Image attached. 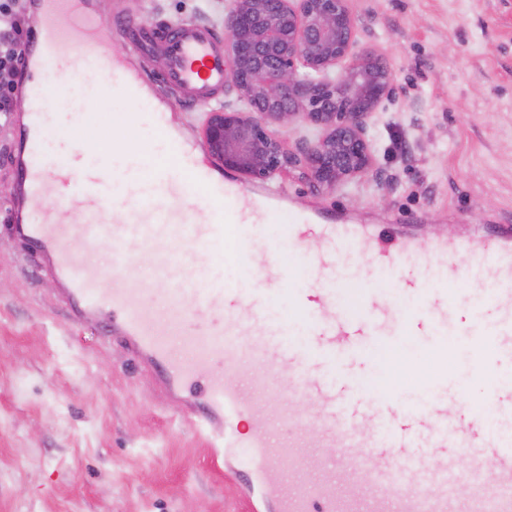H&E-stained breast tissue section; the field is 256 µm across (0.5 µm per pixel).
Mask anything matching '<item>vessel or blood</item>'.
I'll list each match as a JSON object with an SVG mask.
<instances>
[{
	"mask_svg": "<svg viewBox=\"0 0 512 512\" xmlns=\"http://www.w3.org/2000/svg\"><path fill=\"white\" fill-rule=\"evenodd\" d=\"M37 6L43 17V45L27 49L26 71L38 70L46 56L67 46L71 32H80L86 81L151 112L155 128L164 130L163 112L143 83L122 60L100 48L97 34L106 20L89 11L87 0H38ZM130 38L140 46L162 42L166 80L174 89L199 100L212 99L223 89L227 63L209 28L185 21L155 32L134 28ZM28 96L33 132L20 162L28 205L43 209L41 184L48 173H58L61 199L82 200L87 220L65 223L58 210L48 223L16 225V234L42 248L54 274L66 284L61 297L74 317L101 319L112 340L150 371L158 386L189 400V413L214 459H233L263 512H512V496L490 492L485 485L462 505L448 496V470L463 456L472 466L491 468L497 486L512 484V434L498 430L485 414L489 407L512 410L511 390L490 385L482 407L458 398L452 415L444 399L407 409L394 393L374 397L344 377L330 375L343 348L361 351L377 344L376 326L391 324L397 332L413 335L423 322L469 323L471 314L456 303L451 281L428 286L410 272L417 263L446 264L463 252L474 253L496 283L489 308L506 314L500 341L512 346L511 224L500 225L490 239L431 241L417 258L409 243L390 248L375 275L391 283L394 297L367 293L352 311L336 315L335 287L341 282L337 253L346 247L370 251L363 226L331 224L320 214L296 212L287 242L264 240L268 220L279 212L274 198L264 196L249 211L237 209L233 198L238 182L215 180L181 140L172 141L166 162L141 161L132 179L115 175L103 164L79 169L81 155L76 151L52 163L44 138L52 121L43 110L44 90L31 84ZM190 189L207 198L208 222L183 208ZM118 208L124 211L121 222H110ZM99 240L111 244L115 255L110 281L83 257ZM221 240L227 245L225 260L245 270L253 287L210 281L205 267ZM320 241L326 244L321 252L315 249ZM286 243L310 248L308 264L319 283L289 289L298 316L281 321L272 311L271 289L259 282L290 279L281 257ZM170 246L181 247L185 261L197 263L196 276H188L182 264L169 259ZM147 270L172 285L170 318H162L143 301L137 274ZM404 297L419 298L420 319L401 315L399 301ZM249 324L264 325L265 335H247ZM301 334L309 336V347L294 343V336ZM283 368L288 371L285 401L273 389ZM295 401L316 407L322 447L337 442L353 449L346 463L355 478L366 482L369 495L339 493L326 475L335 460L304 454L306 420L292 410ZM366 419L374 425L368 438L359 433ZM244 422L249 425L245 431L240 428ZM406 467L426 477L429 493L406 484Z\"/></svg>",
	"mask_w": 512,
	"mask_h": 512,
	"instance_id": "b4317fda",
	"label": "vessel or blood"
}]
</instances>
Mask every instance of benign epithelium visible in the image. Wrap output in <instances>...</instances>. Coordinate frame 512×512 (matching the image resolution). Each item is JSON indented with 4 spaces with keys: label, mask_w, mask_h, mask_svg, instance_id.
Wrapping results in <instances>:
<instances>
[{
    "label": "benign epithelium",
    "mask_w": 512,
    "mask_h": 512,
    "mask_svg": "<svg viewBox=\"0 0 512 512\" xmlns=\"http://www.w3.org/2000/svg\"><path fill=\"white\" fill-rule=\"evenodd\" d=\"M355 30L349 0H229L226 84L240 105L207 113L213 159L251 180L298 168L316 191L377 174L369 121L394 96V71L353 50ZM301 122L315 138L288 146L272 131Z\"/></svg>",
    "instance_id": "7a95c632"
}]
</instances>
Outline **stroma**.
Returning a JSON list of instances; mask_svg holds the SVG:
<instances>
[{"instance_id": "obj_1", "label": "stroma", "mask_w": 512, "mask_h": 512, "mask_svg": "<svg viewBox=\"0 0 512 512\" xmlns=\"http://www.w3.org/2000/svg\"><path fill=\"white\" fill-rule=\"evenodd\" d=\"M109 23L112 51L126 57L168 116V136L115 95L97 109L86 134L69 127L70 148L106 154L120 171L136 154L163 162L166 139L205 144L207 112L237 102L223 89L205 104L165 81L161 53H140L130 27L191 21L223 41L225 0H92ZM355 47L390 62L396 93L373 118L383 179L313 191L290 171L269 181L242 180L234 204L251 209L259 191L284 204L266 237L285 238L289 210L319 211L345 224L378 228L382 238L467 237L512 225V0H351ZM28 76L15 78V104L0 113V512H238L239 485L214 462L205 437L151 374L131 362L97 319L71 318L58 299L61 281L18 240L14 223L39 222L19 198L17 156L27 120ZM123 135L125 151L113 155ZM461 256L453 267L456 301L489 302L493 282ZM445 347L447 381L428 384L433 346ZM474 337L455 324L428 336L390 339L379 363L347 355L338 371L380 394L397 390L409 406L423 395L464 393L483 402L490 383L512 386V357L487 372L473 363Z\"/></svg>"}]
</instances>
